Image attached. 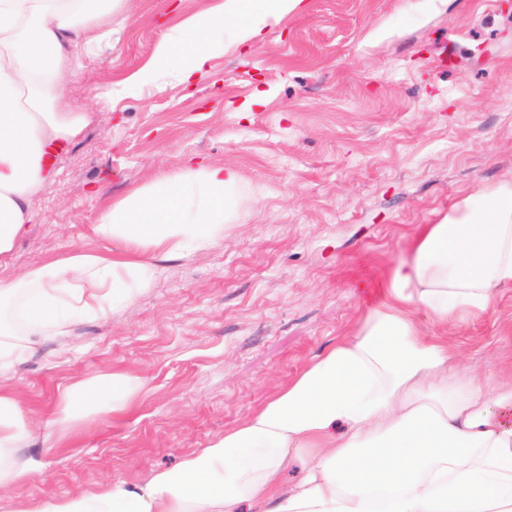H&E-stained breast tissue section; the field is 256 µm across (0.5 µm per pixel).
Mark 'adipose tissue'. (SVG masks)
Wrapping results in <instances>:
<instances>
[{
  "instance_id": "adipose-tissue-1",
  "label": "adipose tissue",
  "mask_w": 512,
  "mask_h": 512,
  "mask_svg": "<svg viewBox=\"0 0 512 512\" xmlns=\"http://www.w3.org/2000/svg\"><path fill=\"white\" fill-rule=\"evenodd\" d=\"M84 0H0V261L34 221L49 147L74 142L90 115L65 87L83 47L109 35ZM305 0H216L170 27L155 62L98 88L113 101L149 85L189 83L226 44L262 37ZM237 174L185 163L115 200L58 262L0 280V371L71 327L133 303L164 261L209 249L239 218ZM512 288V182L457 204L389 265L356 328L315 357L223 437L143 483H100L52 498L18 490L46 466L25 454L30 408L0 390V512H512V370L487 386L448 343L449 322L492 309ZM142 387L100 372L60 388L42 422L54 450L95 417L127 413ZM300 464L302 474L284 482Z\"/></svg>"
}]
</instances>
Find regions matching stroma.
Returning a JSON list of instances; mask_svg holds the SVG:
<instances>
[{"instance_id":"stroma-1","label":"stroma","mask_w":512,"mask_h":512,"mask_svg":"<svg viewBox=\"0 0 512 512\" xmlns=\"http://www.w3.org/2000/svg\"><path fill=\"white\" fill-rule=\"evenodd\" d=\"M212 0H125L112 40L66 86L93 112L51 155L37 219L0 279L98 251L102 212L191 160L235 171L241 218L217 246L165 262L130 306L37 346L0 377L33 410L102 371L143 380L132 411L96 419L22 492L140 483L207 447L271 398L372 305L391 260L450 206L512 181V6L507 0H308L190 85L107 109L95 94L147 65L168 28ZM492 379L512 364V288L449 328Z\"/></svg>"}]
</instances>
